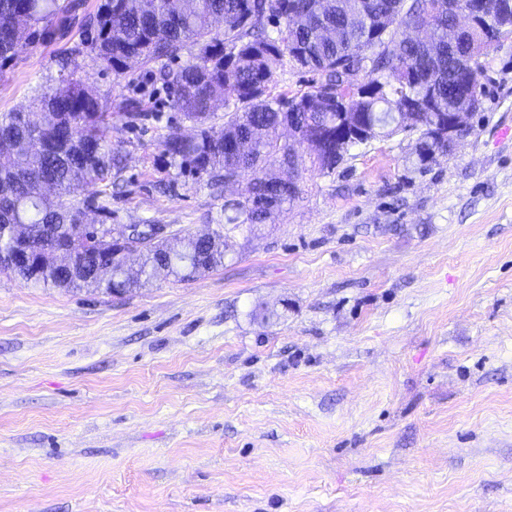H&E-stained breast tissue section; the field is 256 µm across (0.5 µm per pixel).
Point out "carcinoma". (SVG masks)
Here are the masks:
<instances>
[{
	"mask_svg": "<svg viewBox=\"0 0 512 512\" xmlns=\"http://www.w3.org/2000/svg\"><path fill=\"white\" fill-rule=\"evenodd\" d=\"M62 11L58 0H0V70L13 61L20 42L50 40V22ZM452 21L435 12L433 0H103L84 27L94 61L116 75L125 72L130 60L174 62L191 48L190 58L160 73L159 80L184 119L200 130L184 139L178 128L170 129L161 142L162 155L179 161L189 175L207 178L212 188L247 180L239 198L224 200V224L213 233L221 241L237 233L254 234L297 198L274 185L278 176L270 171L288 159L281 128L294 124L301 130L297 145L317 154L322 172L335 170L357 145L336 134L344 112L336 104V90L355 70L368 89L364 99L349 105L360 122L393 113L395 126L382 136L405 131V120L398 116L402 101L430 94L436 106L419 116L417 158L425 166L435 153L446 151L444 144L426 138L427 127L442 120L465 94L482 96L479 81L465 85L458 75L476 44L488 48L498 42L489 35L491 23L482 18L468 42L450 49ZM412 22L429 28V41L404 38L403 27ZM270 27L276 35L268 33ZM363 45L381 50L363 63L354 56ZM71 63L70 58L61 63L62 87L35 99L37 119L0 112V152L23 159L20 166L0 162V253L10 249L13 228L23 224L33 256L30 264L13 270L20 280L126 293L137 282L123 276L114 253L102 259L113 269L112 281L105 284L92 275L96 260L80 252L69 274L61 264L35 269L42 252L68 238H82L75 225L85 223L89 207L101 221L112 220V210L98 203L89 188L119 177L125 167V156L107 140L112 113L102 111L97 96L83 84L64 75ZM284 63L309 69L318 80L290 97L275 95L274 65ZM221 107L224 128L217 133L210 122ZM124 109L143 126L154 119L136 99L127 100ZM226 255V249L188 236L175 251L147 250L142 273L149 278L163 265L168 274L188 281L224 265Z\"/></svg>",
	"mask_w": 512,
	"mask_h": 512,
	"instance_id": "cac0c4a2",
	"label": "carcinoma"
}]
</instances>
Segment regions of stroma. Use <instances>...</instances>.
Returning <instances> with one entry per match:
<instances>
[{
    "label": "stroma",
    "mask_w": 512,
    "mask_h": 512,
    "mask_svg": "<svg viewBox=\"0 0 512 512\" xmlns=\"http://www.w3.org/2000/svg\"><path fill=\"white\" fill-rule=\"evenodd\" d=\"M75 0L0 70L33 109L75 55L126 158L94 191L112 231L179 246L224 199L160 142L181 112L155 82L81 52ZM469 134L427 168L418 133L352 148L229 259L116 296L0 271V512H512V34L488 49ZM157 113L131 125L120 105Z\"/></svg>",
    "instance_id": "35a3bbf8"
}]
</instances>
